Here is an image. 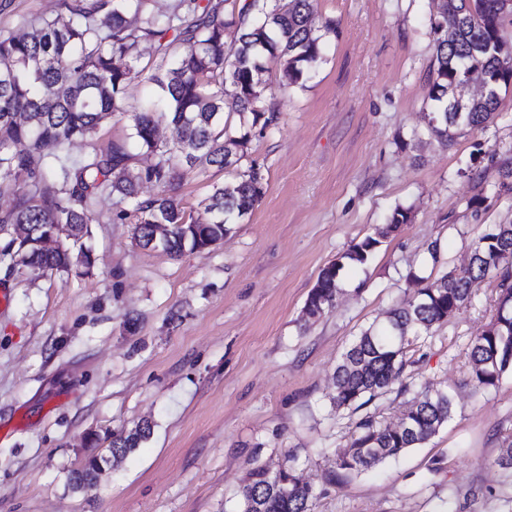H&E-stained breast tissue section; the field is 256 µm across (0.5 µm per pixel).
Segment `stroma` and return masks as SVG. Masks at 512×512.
I'll return each mask as SVG.
<instances>
[{
	"instance_id": "35a3bbf8",
	"label": "stroma",
	"mask_w": 512,
	"mask_h": 512,
	"mask_svg": "<svg viewBox=\"0 0 512 512\" xmlns=\"http://www.w3.org/2000/svg\"><path fill=\"white\" fill-rule=\"evenodd\" d=\"M338 32L322 58L285 86L267 64L278 122L253 135L265 177L252 211L223 240L174 256L140 247L133 219L108 198L85 245L93 267L38 273L0 263V512H237L249 470L293 465L317 497L312 512H512V480L494 464L512 432V372L497 388L465 385L467 343L496 309L494 280L428 334L410 336L403 376L447 391L454 415L420 447L354 476H329L365 416L399 420L403 397L334 413V371L346 347L381 325L416 278L462 266L478 232L512 224V86L482 131L441 144L434 108L436 0H310ZM66 0H0V35L65 13ZM216 168L186 171L193 215ZM484 202L472 206L471 198ZM410 220L366 265L343 255ZM439 252L430 255L431 242ZM340 263L333 306L307 316L323 268ZM147 423L150 437L93 488L73 489L89 433ZM409 221V213L406 209L397 208L392 216L390 224L385 228L378 230L377 237H367L361 243L353 245L344 255L343 258L349 259L351 262L365 264L372 251L380 244L379 238H385L390 233L397 231L402 224Z\"/></svg>"
}]
</instances>
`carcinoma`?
Masks as SVG:
<instances>
[{"label": "carcinoma", "instance_id": "cac0c4a2", "mask_svg": "<svg viewBox=\"0 0 512 512\" xmlns=\"http://www.w3.org/2000/svg\"><path fill=\"white\" fill-rule=\"evenodd\" d=\"M469 16L453 38L441 31L455 15L438 0L431 28L436 35V80L431 98L441 103L438 115L428 120V130L446 143L458 130H479L490 123L500 106L499 95L466 112L453 111L455 90L464 80V65L477 67L493 81L495 89L512 83V55L502 59L492 51L475 59L471 47L495 42L504 36L505 17L496 0H455ZM68 14L50 20L30 21L23 31L0 38V178H12L22 188L14 205L0 210V229L19 225L26 231L20 240L9 237L0 256L34 271L90 269L92 260L83 239L98 220L104 198L117 197L132 204L116 217H136L149 244L152 226L169 227L161 249L174 256L202 252L224 239L231 216L251 211L264 194L261 165L252 160L243 168L242 147L251 132L265 130L277 120L267 104L265 61L284 65L289 83L298 82L304 70L320 59L323 33L336 32L332 20L316 26L309 0H242L238 11L227 16L223 0H179L172 13L160 20L146 10L145 0H71ZM234 26L238 38L224 44V31ZM173 38L166 40L168 32ZM157 44L159 56L149 67L137 68L140 43ZM155 84L168 101L167 111L137 106L127 97L132 79ZM232 88L233 106L224 110L226 88ZM130 121L129 138L142 152L153 156L148 166L135 164L124 143L106 152L96 150L69 164L60 152L76 137L90 138L114 116ZM177 130L176 146L157 139L159 125ZM197 166L233 168L236 177L213 186L204 201L206 216L195 217L178 197L182 173ZM149 184L158 193L139 199ZM409 213L395 210L391 223L353 245L344 257L365 264L380 239L408 223ZM63 224L67 234L56 236ZM53 239L52 244L45 241ZM334 262L320 273L311 289L306 313L321 315L336 299ZM496 279L498 300L489 327L468 343L466 383L475 390L498 386L512 370V224L485 230L472 247L467 269H451L415 289L413 295L387 315V324L364 329L344 352L334 373L336 412L359 410L392 391L402 395L405 341L409 331L430 332L448 320V314L471 301L486 278ZM398 388H393L394 384ZM454 413L448 393L425 389L406 402L405 425L381 426L370 416L357 424L350 447L336 454L331 476L357 475L388 459L416 448L442 428ZM150 435V425L112 433L109 447L117 460ZM109 458L92 456L71 471L73 488L93 485L96 471ZM495 465L512 478V434L501 435ZM314 489L298 481L288 465L275 473L265 468L249 472L240 490V512H311Z\"/></svg>", "mask_w": 512, "mask_h": 512}]
</instances>
